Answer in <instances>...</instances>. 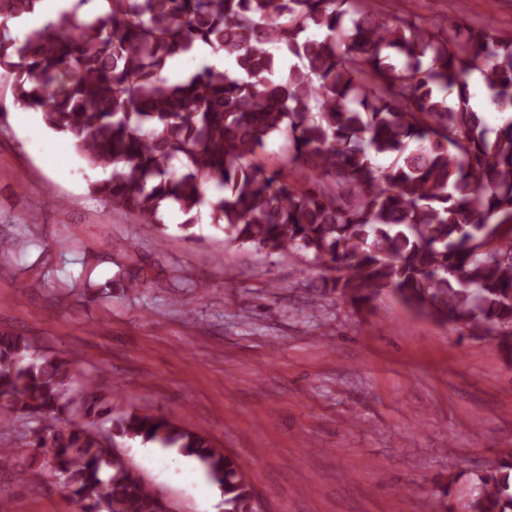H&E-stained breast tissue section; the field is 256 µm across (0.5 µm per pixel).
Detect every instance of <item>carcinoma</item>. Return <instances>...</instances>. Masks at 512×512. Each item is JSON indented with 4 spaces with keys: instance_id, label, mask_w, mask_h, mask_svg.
I'll return each mask as SVG.
<instances>
[{
    "instance_id": "carcinoma-1",
    "label": "carcinoma",
    "mask_w": 512,
    "mask_h": 512,
    "mask_svg": "<svg viewBox=\"0 0 512 512\" xmlns=\"http://www.w3.org/2000/svg\"><path fill=\"white\" fill-rule=\"evenodd\" d=\"M18 36L41 0H0V75L12 104L41 113L94 168L113 211L162 223L202 206L225 241L303 251L324 287L355 309L387 291L436 323L512 349V118L489 127L470 104L480 74L512 112V36L456 21L422 25L377 0H105ZM205 46L202 64L165 76ZM282 136L288 153L264 161ZM316 171L304 185L286 170ZM76 356L0 333V407L56 423L34 452L79 512H157L154 490L104 447L139 439L195 458L224 512H259L236 458L157 414L112 415L96 381L74 388ZM78 413L85 423L63 418ZM471 512H512V448L477 477Z\"/></svg>"
}]
</instances>
